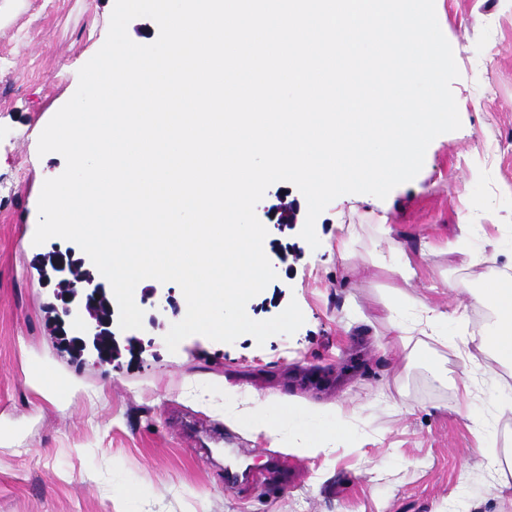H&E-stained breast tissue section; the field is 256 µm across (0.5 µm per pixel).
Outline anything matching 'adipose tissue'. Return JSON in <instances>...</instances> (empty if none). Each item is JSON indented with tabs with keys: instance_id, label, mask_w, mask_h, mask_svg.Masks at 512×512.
<instances>
[{
	"instance_id": "1",
	"label": "adipose tissue",
	"mask_w": 512,
	"mask_h": 512,
	"mask_svg": "<svg viewBox=\"0 0 512 512\" xmlns=\"http://www.w3.org/2000/svg\"><path fill=\"white\" fill-rule=\"evenodd\" d=\"M477 301L491 310L493 329L479 338L481 347L490 349L503 366H512V276L501 272L484 275L475 293ZM32 386L47 401L68 400L74 385L45 362L29 371ZM224 418L256 435L277 436L281 426L293 429L304 451L317 455L328 452L334 439L352 441L353 436L341 421L326 420L319 412L303 403L280 398L274 401L253 399L246 406L232 402L224 407Z\"/></svg>"
}]
</instances>
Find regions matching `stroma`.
<instances>
[{
  "instance_id": "35a3bbf8",
  "label": "stroma",
  "mask_w": 512,
  "mask_h": 512,
  "mask_svg": "<svg viewBox=\"0 0 512 512\" xmlns=\"http://www.w3.org/2000/svg\"><path fill=\"white\" fill-rule=\"evenodd\" d=\"M113 6L0 0V512H512V372L490 351L455 349L491 324L474 300L481 274L512 268V0H435L462 126L431 142L412 181L382 200L336 198L315 222V249L279 228L278 198L307 211L293 184L258 203L277 278L246 311L265 320L284 309L275 296L296 300L294 335L261 346L192 335L172 351L162 312L135 331L138 354L100 363L64 348L47 309L39 261L71 241L33 237L42 185L65 168L60 154L39 155V136L104 44ZM406 261L417 271L407 281L392 271ZM426 306L446 315L452 344L417 335L385 348L391 319ZM37 361L73 381L67 402L29 385ZM432 363L445 381L430 379ZM239 394L343 407L355 440L311 456L286 429L253 437L224 419ZM274 456L298 464L279 491L266 487ZM228 468L242 477L232 489Z\"/></svg>"
}]
</instances>
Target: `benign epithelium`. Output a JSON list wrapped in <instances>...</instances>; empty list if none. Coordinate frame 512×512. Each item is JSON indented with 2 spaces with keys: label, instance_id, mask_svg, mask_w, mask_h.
Listing matches in <instances>:
<instances>
[{
  "label": "benign epithelium",
  "instance_id": "benign-epithelium-1",
  "mask_svg": "<svg viewBox=\"0 0 512 512\" xmlns=\"http://www.w3.org/2000/svg\"><path fill=\"white\" fill-rule=\"evenodd\" d=\"M73 257L72 250L59 253L53 261L54 275L44 276L46 282L58 284L53 292L54 301L49 304L56 314L57 334L67 340L74 351L80 354L87 351L100 362H110L120 352L118 321L114 320L111 310L105 316L93 312L95 307L107 301L108 293L89 257L78 258L85 275L77 281L69 279ZM102 336L111 339L112 348L108 351L99 344Z\"/></svg>",
  "mask_w": 512,
  "mask_h": 512
}]
</instances>
